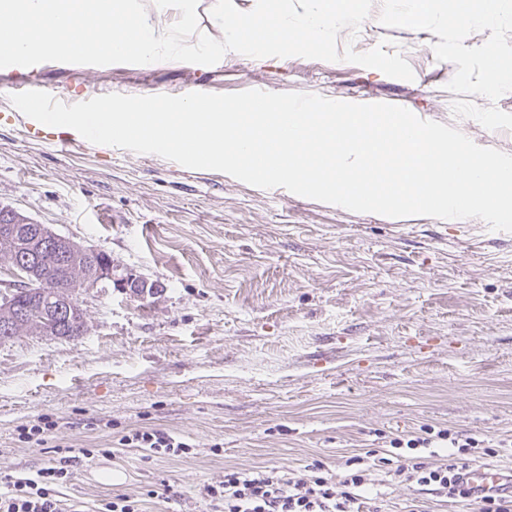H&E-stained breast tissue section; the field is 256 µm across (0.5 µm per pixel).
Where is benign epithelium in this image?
Instances as JSON below:
<instances>
[{
	"instance_id": "benign-epithelium-1",
	"label": "benign epithelium",
	"mask_w": 512,
	"mask_h": 512,
	"mask_svg": "<svg viewBox=\"0 0 512 512\" xmlns=\"http://www.w3.org/2000/svg\"><path fill=\"white\" fill-rule=\"evenodd\" d=\"M32 220L16 210L0 207V226L11 227L15 224H30ZM54 251L56 263L79 266L80 260L86 256H97L99 252L86 248L70 238L60 236L44 224L36 225L35 236L30 242L29 251L23 257L15 259V263L23 264L35 253L44 249ZM49 281L48 268L42 264H32L28 276L23 279L22 293L33 295L38 289L47 286ZM106 283L131 296L144 299L154 297L163 291V284L143 275L129 271L114 263L110 256L97 260L89 275L79 274L65 284L60 293L51 296L49 315H32L31 307L24 306L14 299L16 291L10 290L0 295V337L7 339L23 328L44 336L54 337L58 325L65 323L85 332L86 316L83 309L76 303V294L84 288H95Z\"/></svg>"
}]
</instances>
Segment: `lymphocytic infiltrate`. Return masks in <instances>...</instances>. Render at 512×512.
Returning <instances> with one entry per match:
<instances>
[{
  "instance_id": "obj_1",
  "label": "lymphocytic infiltrate",
  "mask_w": 512,
  "mask_h": 512,
  "mask_svg": "<svg viewBox=\"0 0 512 512\" xmlns=\"http://www.w3.org/2000/svg\"><path fill=\"white\" fill-rule=\"evenodd\" d=\"M119 443L150 455L175 457L188 448L186 442L155 429L123 435ZM390 446L400 460L390 472L392 479L430 488L447 502L467 503L472 512H512L511 494L474 493L462 483L456 461L431 462L424 456L425 449L434 446L449 449L455 456L477 452L493 455V447L481 440L448 428L430 427L394 438ZM70 461V456L60 454L47 466L10 480L8 492L0 494V512H79L60 492L74 478ZM372 486L368 470L353 469L336 479L323 475L321 464L315 462L307 473L299 475L265 467L247 472L229 470L223 481L203 485L200 497L207 512H379Z\"/></svg>"
}]
</instances>
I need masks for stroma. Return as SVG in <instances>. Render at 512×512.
<instances>
[{"label": "stroma", "instance_id": "stroma-1", "mask_svg": "<svg viewBox=\"0 0 512 512\" xmlns=\"http://www.w3.org/2000/svg\"><path fill=\"white\" fill-rule=\"evenodd\" d=\"M456 0H375L338 48L398 52L413 80L349 62L227 52L215 65L46 62L0 69V205L124 268L161 281L139 299L79 294L73 339L23 331L0 342V487L47 463L18 428L48 416L49 445L113 448L152 428L190 454L80 462L63 494L94 507L112 493L169 485L150 512H203L202 483L260 466L344 471L353 456L424 427L512 437V232L481 219L357 213L260 189L154 154L72 141L12 114L35 88L75 104L192 90L299 92L389 103L512 154V82L487 93L490 65L512 60V0L464 34Z\"/></svg>", "mask_w": 512, "mask_h": 512}]
</instances>
